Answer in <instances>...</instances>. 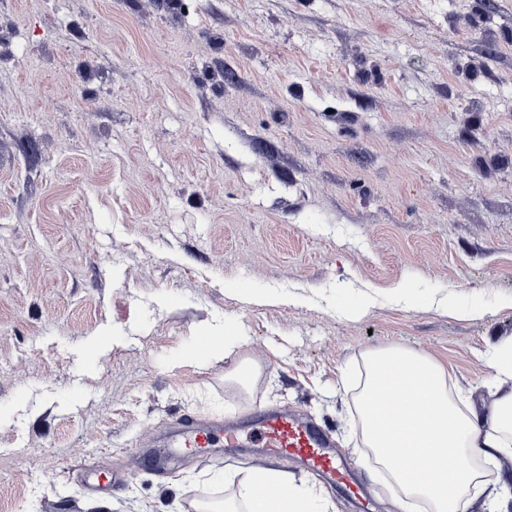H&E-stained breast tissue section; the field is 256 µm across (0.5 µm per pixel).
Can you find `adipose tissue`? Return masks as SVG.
<instances>
[{
  "label": "adipose tissue",
  "mask_w": 512,
  "mask_h": 512,
  "mask_svg": "<svg viewBox=\"0 0 512 512\" xmlns=\"http://www.w3.org/2000/svg\"><path fill=\"white\" fill-rule=\"evenodd\" d=\"M359 411L362 429L378 460L405 496L425 497L434 512H462L479 478L474 457L512 456V390L499 393L487 415H466L448 394L445 374L422 354L389 349L369 355ZM386 393L399 419L380 422L373 400ZM458 467L449 470V458ZM276 491L271 512H316L310 494L293 490L264 472L254 473L243 490L248 512H270L258 488Z\"/></svg>",
  "instance_id": "ef3b65f1"
}]
</instances>
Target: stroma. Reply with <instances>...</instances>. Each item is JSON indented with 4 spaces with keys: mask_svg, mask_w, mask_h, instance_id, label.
<instances>
[{
    "mask_svg": "<svg viewBox=\"0 0 512 512\" xmlns=\"http://www.w3.org/2000/svg\"><path fill=\"white\" fill-rule=\"evenodd\" d=\"M0 254V512H246L257 471L360 512L264 448L141 440L258 409L404 512L367 355L480 415L512 389V0H0ZM484 474L465 512L512 458Z\"/></svg>",
    "mask_w": 512,
    "mask_h": 512,
    "instance_id": "obj_1",
    "label": "stroma"
}]
</instances>
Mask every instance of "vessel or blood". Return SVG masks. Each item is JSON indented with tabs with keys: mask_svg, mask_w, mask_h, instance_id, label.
<instances>
[{
	"mask_svg": "<svg viewBox=\"0 0 512 512\" xmlns=\"http://www.w3.org/2000/svg\"><path fill=\"white\" fill-rule=\"evenodd\" d=\"M180 436L172 441L175 452L203 454L205 449L223 445L237 446L242 435L270 451L301 460L308 469L337 482L352 497H361V489L350 481V466L320 427L285 410L257 411L245 427L226 426L220 422L204 423L193 418L177 419Z\"/></svg>",
	"mask_w": 512,
	"mask_h": 512,
	"instance_id": "1",
	"label": "vessel or blood"
}]
</instances>
